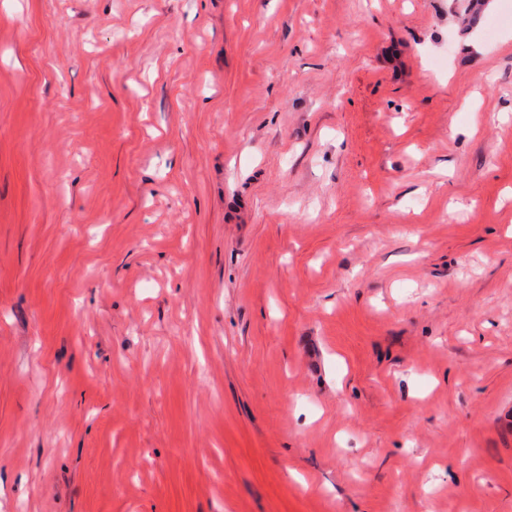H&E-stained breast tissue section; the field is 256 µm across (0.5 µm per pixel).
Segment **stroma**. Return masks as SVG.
<instances>
[{
    "mask_svg": "<svg viewBox=\"0 0 512 512\" xmlns=\"http://www.w3.org/2000/svg\"><path fill=\"white\" fill-rule=\"evenodd\" d=\"M0 0V512H512V0Z\"/></svg>",
    "mask_w": 512,
    "mask_h": 512,
    "instance_id": "stroma-1",
    "label": "stroma"
}]
</instances>
